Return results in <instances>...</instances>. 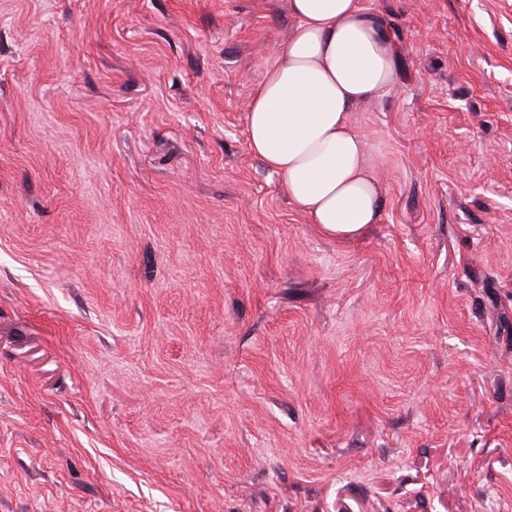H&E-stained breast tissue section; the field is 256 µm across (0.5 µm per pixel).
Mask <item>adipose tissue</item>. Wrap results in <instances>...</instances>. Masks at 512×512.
Instances as JSON below:
<instances>
[{
	"label": "adipose tissue",
	"mask_w": 512,
	"mask_h": 512,
	"mask_svg": "<svg viewBox=\"0 0 512 512\" xmlns=\"http://www.w3.org/2000/svg\"><path fill=\"white\" fill-rule=\"evenodd\" d=\"M286 46L270 51L247 103L252 155L293 207L335 236L377 223L375 164L353 114L399 83V45L362 0H288Z\"/></svg>",
	"instance_id": "adipose-tissue-1"
}]
</instances>
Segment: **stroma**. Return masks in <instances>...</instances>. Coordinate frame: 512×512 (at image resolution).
<instances>
[{
  "label": "stroma",
  "instance_id": "stroma-1",
  "mask_svg": "<svg viewBox=\"0 0 512 512\" xmlns=\"http://www.w3.org/2000/svg\"><path fill=\"white\" fill-rule=\"evenodd\" d=\"M350 237L246 141L287 0H0V512H512V0H363Z\"/></svg>",
  "mask_w": 512,
  "mask_h": 512
}]
</instances>
